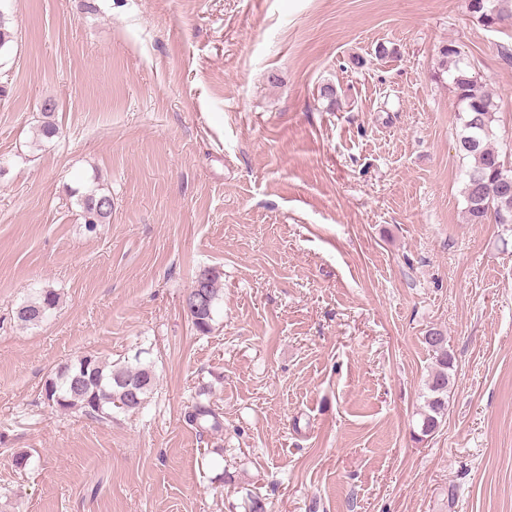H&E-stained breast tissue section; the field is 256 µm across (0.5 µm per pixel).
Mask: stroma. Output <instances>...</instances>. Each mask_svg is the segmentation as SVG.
Returning a JSON list of instances; mask_svg holds the SVG:
<instances>
[{
    "label": "stroma",
    "instance_id": "35a3bbf8",
    "mask_svg": "<svg viewBox=\"0 0 512 512\" xmlns=\"http://www.w3.org/2000/svg\"><path fill=\"white\" fill-rule=\"evenodd\" d=\"M0 14V512H245L251 493L267 512H512V225L466 220L438 71L454 45L512 161V19L469 0ZM46 98L60 133L36 148ZM96 182L112 217L91 233L74 193ZM206 268L204 336L183 301ZM44 289L58 309L21 326ZM432 329L453 369L423 438ZM88 353L152 362L153 397L108 423L49 407L45 380ZM198 401L222 430L188 422ZM470 9L484 25L492 27L505 17H512V0H470ZM200 274L204 275L207 281L203 290L205 291L206 296L209 298V310L206 312H199L195 310V308L191 305H184V308L187 311V314L190 316L192 325L195 330L202 335H207L213 330V322L215 321V309L220 300V273L215 269L208 268L203 269ZM199 275L196 277L192 287L189 289L187 294H191L194 291V287ZM60 294L53 289H45L37 296L24 301L16 310V319L24 325L37 326L46 321L58 308Z\"/></svg>",
    "mask_w": 512,
    "mask_h": 512
}]
</instances>
